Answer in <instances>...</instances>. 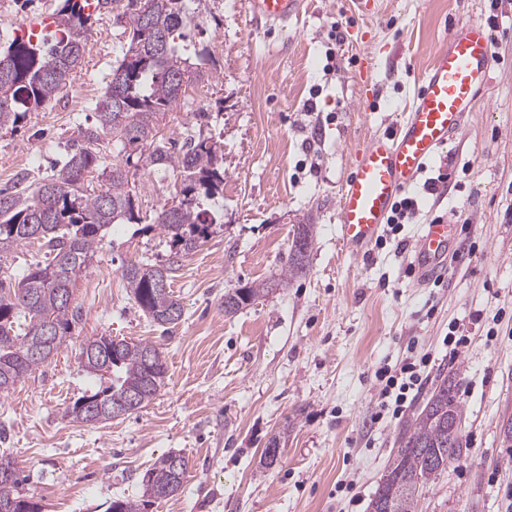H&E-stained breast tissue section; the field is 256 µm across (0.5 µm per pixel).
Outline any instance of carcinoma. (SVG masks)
Instances as JSON below:
<instances>
[{
	"label": "carcinoma",
	"mask_w": 512,
	"mask_h": 512,
	"mask_svg": "<svg viewBox=\"0 0 512 512\" xmlns=\"http://www.w3.org/2000/svg\"><path fill=\"white\" fill-rule=\"evenodd\" d=\"M112 0H62L55 13L52 38L0 36V129L16 128L30 112H38L53 98L72 86L85 53V37ZM121 56L106 74L103 98L96 102L91 123L78 128L63 161L33 189H0V257L27 240L39 242L43 261L29 269L18 282L0 280V392L8 391L35 367L55 356L78 319L72 308L71 289L77 276L96 256L105 234L115 224H140L129 188L127 166L170 168L180 176V206L161 209L154 224L167 238L168 264L156 266L129 260L122 278L138 308L159 327L177 323L183 306L174 296L169 272L221 231L220 211L206 201L223 194V157L209 138L190 140L185 150L174 153L158 136L159 117L170 111L186 93L192 75L213 64L208 47L186 44L188 34L199 27V14L186 0H128ZM112 136L125 164L107 165L95 145ZM105 175L100 190L88 186L96 172ZM290 251L279 273V283L306 274L313 242L310 224H299ZM266 291L264 284L235 288L224 293V315L234 316ZM46 322L53 334L38 327ZM84 370L108 385L93 388L68 406L66 415L77 424H98L123 416L116 411L124 395L138 396L137 408L148 405L165 386L167 366L162 352L147 341L111 338L102 343L90 337L82 347ZM458 381L440 379L426 404L398 439L388 469L391 479L378 486L369 508L379 501L386 512H419L423 490L465 451L463 435L453 429L463 418L457 398ZM100 400L94 414L82 402ZM281 437H271L262 453V465L270 468L280 460ZM179 454L158 458L142 480V498H117L110 512H142L150 490L170 489L173 496L183 482L188 462L174 467ZM0 505H27L15 512H41L38 502L22 494L24 477L10 455H0Z\"/></svg>",
	"instance_id": "obj_1"
}]
</instances>
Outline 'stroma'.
Instances as JSON below:
<instances>
[{
    "instance_id": "obj_1",
    "label": "stroma",
    "mask_w": 512,
    "mask_h": 512,
    "mask_svg": "<svg viewBox=\"0 0 512 512\" xmlns=\"http://www.w3.org/2000/svg\"><path fill=\"white\" fill-rule=\"evenodd\" d=\"M287 26L253 19L249 0H201L193 41L215 72L191 82L159 123L163 138L209 137L224 162L216 203L224 229L171 273L184 307L161 328L135 304L121 275L126 260L168 262L169 245L150 226L174 196L175 172L129 173L139 224H120L78 276L80 311L58 355L0 393V451L10 454L42 512H107L136 498L161 455L189 461L182 489L145 512H369L397 439L437 380L458 374L463 439L470 450L424 491L421 512H512V0H380L362 14L355 0H302ZM127 0H114L91 28L80 74L63 98L0 129V187L51 173L79 122L104 93L118 54ZM59 0H0V34L54 14ZM490 25L487 89L463 129L419 174V211L402 248L349 252L338 200L356 151L404 119L425 71L464 23ZM372 97H365V86ZM471 162L463 170V162ZM451 175L446 196L427 178ZM461 222L454 262L441 283H419L413 248L426 224ZM314 227L307 275L278 285L297 225ZM465 243L473 252H462ZM265 283L269 291L235 316L225 291ZM467 336L450 356L449 330ZM111 335L158 345L167 384L135 413L81 425L68 405L91 388L83 342ZM430 355L404 417L372 423L383 365ZM281 458L264 468L272 436Z\"/></svg>"
}]
</instances>
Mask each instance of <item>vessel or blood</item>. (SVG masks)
<instances>
[{"label": "vessel or blood", "mask_w": 512, "mask_h": 512, "mask_svg": "<svg viewBox=\"0 0 512 512\" xmlns=\"http://www.w3.org/2000/svg\"><path fill=\"white\" fill-rule=\"evenodd\" d=\"M301 0H251L255 18L287 24ZM492 39L485 25L469 23L454 31L425 73L404 121L389 135L370 137L358 152L339 198L344 244L352 250L371 242L386 223L394 200L461 129L489 79ZM454 227L448 221L425 226L414 247L421 278L448 262Z\"/></svg>", "instance_id": "vessel-or-blood-1"}]
</instances>
